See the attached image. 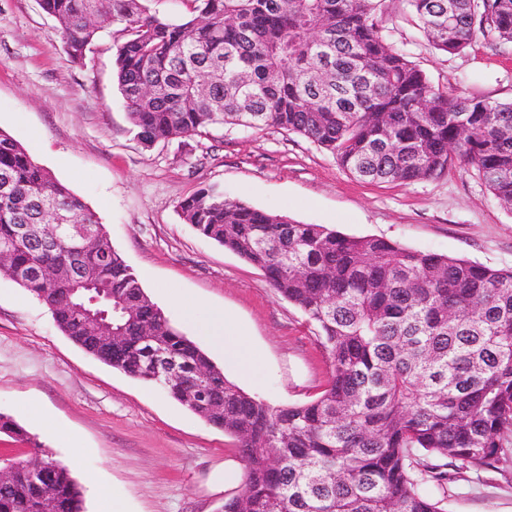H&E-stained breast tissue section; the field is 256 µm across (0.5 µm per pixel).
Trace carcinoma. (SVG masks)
Segmentation results:
<instances>
[{"label":"carcinoma","mask_w":512,"mask_h":512,"mask_svg":"<svg viewBox=\"0 0 512 512\" xmlns=\"http://www.w3.org/2000/svg\"><path fill=\"white\" fill-rule=\"evenodd\" d=\"M39 0L73 62L106 27L130 132L144 146L208 138L226 125L299 134L350 174L408 184L457 164L512 207V101L434 88L379 29L383 0ZM428 42L456 53L477 34L512 44V0H407ZM185 223L260 270L314 327L329 379L314 399L273 406L230 382L174 329L116 250L99 217L9 134L0 131V274L45 304L85 352L154 383L235 441L242 488L224 512H445L425 491L448 466L479 472L512 463V269L350 237L224 196L205 185L179 203ZM87 224L81 259L93 291L70 295L18 273L70 271L63 235L44 249L27 225ZM108 313L112 336L68 301ZM177 375L156 379L149 348ZM0 434L24 437L0 414ZM32 479L13 462L0 512H83L70 470L46 457Z\"/></svg>","instance_id":"obj_1"}]
</instances>
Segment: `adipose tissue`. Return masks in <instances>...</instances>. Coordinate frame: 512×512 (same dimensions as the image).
Returning a JSON list of instances; mask_svg holds the SVG:
<instances>
[{"mask_svg":"<svg viewBox=\"0 0 512 512\" xmlns=\"http://www.w3.org/2000/svg\"><path fill=\"white\" fill-rule=\"evenodd\" d=\"M203 334L211 347L222 354L226 367L231 368L240 378L251 377L258 359L246 336L224 311H212Z\"/></svg>","mask_w":512,"mask_h":512,"instance_id":"adipose-tissue-1","label":"adipose tissue"}]
</instances>
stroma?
I'll return each mask as SVG.
<instances>
[{"label":"stroma","instance_id":"obj_1","mask_svg":"<svg viewBox=\"0 0 512 512\" xmlns=\"http://www.w3.org/2000/svg\"><path fill=\"white\" fill-rule=\"evenodd\" d=\"M379 25L432 86L512 99V46L479 36L461 52L437 51L407 0H385ZM128 128L111 29L80 65L39 0H0V130L97 212L174 328L199 336L171 302L172 290L198 302L199 318L221 309L246 330L259 367L256 381L238 385L271 405L314 399L329 362L302 313L261 271L184 223L177 205L200 186L220 184L226 197L347 236L512 268V209L463 168L403 185L367 183L294 133L228 126L208 139L146 149ZM29 401L69 429L81 452L30 423L27 439L0 436V458L27 459L40 444L71 469L85 512H97L100 486L118 491L126 512H221L241 490L211 488L217 468L240 459L231 437L156 385L86 353L44 304L0 275V413L20 419ZM444 497L447 512H512V470H449Z\"/></svg>","mask_w":512,"mask_h":512}]
</instances>
